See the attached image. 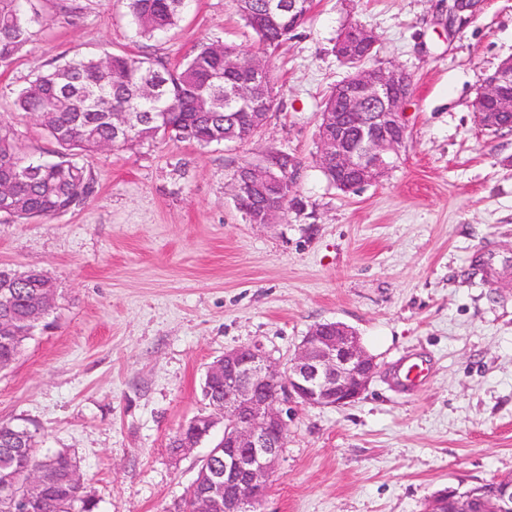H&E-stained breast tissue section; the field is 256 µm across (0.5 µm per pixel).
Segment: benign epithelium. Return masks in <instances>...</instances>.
<instances>
[{"label":"benign epithelium","instance_id":"benign-epithelium-1","mask_svg":"<svg viewBox=\"0 0 512 512\" xmlns=\"http://www.w3.org/2000/svg\"><path fill=\"white\" fill-rule=\"evenodd\" d=\"M452 18L465 22L479 12L482 0H453ZM375 47L371 31L349 26L338 48L358 56ZM413 92L410 76L381 64L361 69L336 84L342 112L322 113L318 145L324 161L336 172V185L356 190L375 183L393 166L407 141L403 112ZM480 127L501 131L512 126V58L489 74L475 100ZM262 106H253L254 137L267 122ZM276 178L263 166L250 164L239 178L238 200L259 202L261 210L275 208L280 194L268 191ZM376 360L363 348L357 333L342 322L314 325L303 336L287 364L273 359L258 342L224 352L208 366L206 386L210 413L202 416L209 429L223 424L224 468L203 469L187 499L191 512H214L224 498V512H256L269 491L288 432L287 406L339 407L360 398L377 375ZM210 433L193 423L183 425L171 440L181 454L197 447ZM46 486L34 468L10 473L0 490L16 512H27ZM426 512H475L473 492L445 489ZM480 512H512V481H497L483 489Z\"/></svg>","mask_w":512,"mask_h":512}]
</instances>
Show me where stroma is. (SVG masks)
<instances>
[{
    "mask_svg": "<svg viewBox=\"0 0 512 512\" xmlns=\"http://www.w3.org/2000/svg\"><path fill=\"white\" fill-rule=\"evenodd\" d=\"M60 1L36 0L44 26L0 71V123L37 156L53 145L13 105L33 61L145 48L174 63L206 39L258 47L228 0H193L145 44L123 0ZM450 4L316 0L271 55L273 109L251 142L101 152L83 206L27 223L0 214V267L55 287L48 327L0 370V422L74 458L96 512H172L222 435L180 457L169 447L206 411L207 367L253 342L287 361L326 321L351 327L379 373L349 405L294 407L263 512H425L438 491L512 475V132L482 129L473 109L512 57V0H484L462 26ZM350 21L414 93L393 168L345 194L316 154L323 100L349 73L335 44ZM272 150L301 166L287 211L256 225L236 177ZM482 255L493 274L471 276ZM404 360L428 369L410 392Z\"/></svg>",
    "mask_w": 512,
    "mask_h": 512,
    "instance_id": "1",
    "label": "stroma"
}]
</instances>
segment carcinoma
I'll use <instances>...</instances> for the list:
<instances>
[{"label":"carcinoma","instance_id":"1","mask_svg":"<svg viewBox=\"0 0 512 512\" xmlns=\"http://www.w3.org/2000/svg\"><path fill=\"white\" fill-rule=\"evenodd\" d=\"M190 0H125L136 34L151 39L178 23ZM236 13L251 28L262 50H276L311 16L312 6L297 17L286 12L266 19L268 0H232ZM44 25L31 0H0V68L11 66L24 51L33 30ZM220 40L200 42L181 62L171 64L147 54L81 56L61 63H37L32 79L16 95L14 106L26 114L39 113L40 125L56 145L53 159L40 160L26 153L10 126L0 125V168L20 165L11 185L14 208L9 216L22 221L44 219L74 209L94 191L87 158L115 136L119 118L124 147L157 138L202 147L221 143L247 124V111L225 102V92L251 79L252 60ZM237 67L224 71V60ZM9 311L26 317L36 284L23 280L9 289ZM14 348L0 347V367L10 366L28 335ZM34 434L25 427L0 423V480L17 468H39L49 481L47 494L35 499L29 512H95L97 503L84 488L70 481L77 469L71 457L57 452L44 457L28 452Z\"/></svg>","mask_w":512,"mask_h":512}]
</instances>
